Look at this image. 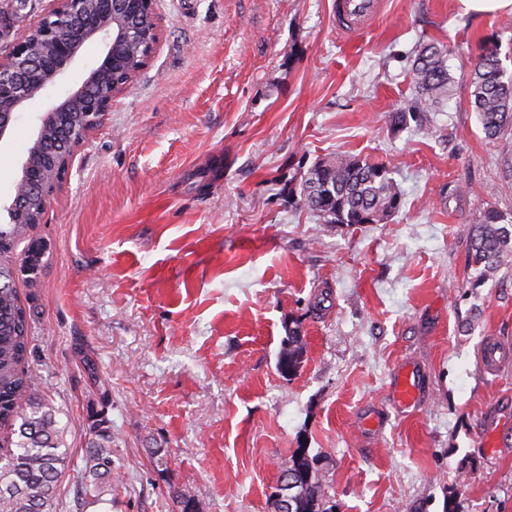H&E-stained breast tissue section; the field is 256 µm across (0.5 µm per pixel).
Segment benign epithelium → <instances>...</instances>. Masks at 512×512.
Wrapping results in <instances>:
<instances>
[{
  "label": "benign epithelium",
  "instance_id": "1",
  "mask_svg": "<svg viewBox=\"0 0 512 512\" xmlns=\"http://www.w3.org/2000/svg\"><path fill=\"white\" fill-rule=\"evenodd\" d=\"M155 0H53L51 8L9 50L0 56V140L14 114L66 74L83 46L105 43V54L74 91L39 116L34 148L22 162L10 203L9 223L17 208L36 200L45 211L67 179L79 148L112 111L136 75L126 83L115 78L140 51L150 61L160 42ZM303 476L281 473L276 488L282 512H294Z\"/></svg>",
  "mask_w": 512,
  "mask_h": 512
}]
</instances>
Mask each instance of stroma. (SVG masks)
Here are the masks:
<instances>
[{
    "mask_svg": "<svg viewBox=\"0 0 512 512\" xmlns=\"http://www.w3.org/2000/svg\"><path fill=\"white\" fill-rule=\"evenodd\" d=\"M386 2L348 38L333 0H156L154 57L31 229L44 244L36 279L15 280L28 369L71 458L64 512H175L178 494L199 512H277L299 448L329 512H512V447L492 453L480 436L495 406L512 433V365L480 363L487 337H512V255L477 288L467 261L486 211L512 220V128L487 138L470 97L482 46L512 76V13ZM49 6L0 0V51ZM425 42L452 78L436 112L411 75ZM103 52L87 42L16 112L0 203L41 113ZM336 155L392 168L399 212L346 227L300 204L307 170ZM292 322L305 354L288 377L277 361ZM401 365L428 383L409 409L391 395ZM97 417L122 481L89 506L79 470Z\"/></svg>",
    "mask_w": 512,
    "mask_h": 512,
    "instance_id": "stroma-1",
    "label": "stroma"
}]
</instances>
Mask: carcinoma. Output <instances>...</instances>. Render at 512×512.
Masks as SVG:
<instances>
[{"mask_svg":"<svg viewBox=\"0 0 512 512\" xmlns=\"http://www.w3.org/2000/svg\"><path fill=\"white\" fill-rule=\"evenodd\" d=\"M412 74L424 105L437 107L448 91L449 80L441 49L433 43L421 46ZM471 86L472 104L487 137L494 138L512 126V76L504 78L496 47L483 48ZM299 195L301 203L323 223L347 227L379 224L398 212L402 204L391 169L359 156L316 161L300 183ZM40 217L41 211L34 204L28 223L0 224V258L12 252L16 239ZM509 253L512 221L505 223L497 212H487L470 232L468 260L477 272L476 283L493 275ZM14 281V269L0 262V512H59L58 483L70 459L62 447L57 411L26 368L29 321ZM303 354L300 330L288 328L278 358L280 372H297ZM286 469L303 470L308 475L295 512H326L308 455L294 452ZM81 472L87 504H100L103 496L112 494L118 473L112 460V428L103 419L93 421Z\"/></svg>","mask_w":512,"mask_h":512,"instance_id":"1","label":"carcinoma"}]
</instances>
